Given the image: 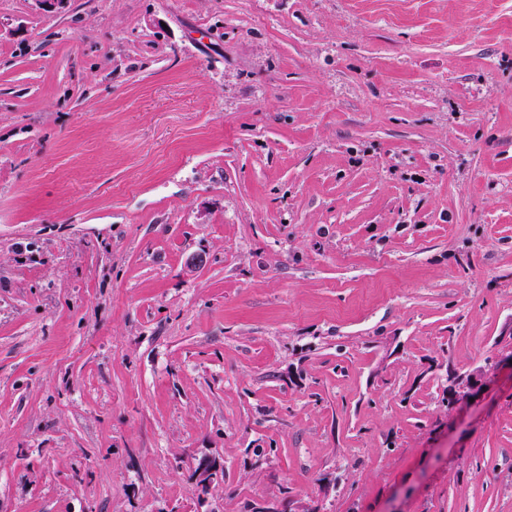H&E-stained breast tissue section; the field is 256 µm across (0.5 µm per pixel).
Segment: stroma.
Masks as SVG:
<instances>
[{"label":"stroma","mask_w":512,"mask_h":512,"mask_svg":"<svg viewBox=\"0 0 512 512\" xmlns=\"http://www.w3.org/2000/svg\"><path fill=\"white\" fill-rule=\"evenodd\" d=\"M249 504L512 512V0H0V512Z\"/></svg>","instance_id":"1"}]
</instances>
